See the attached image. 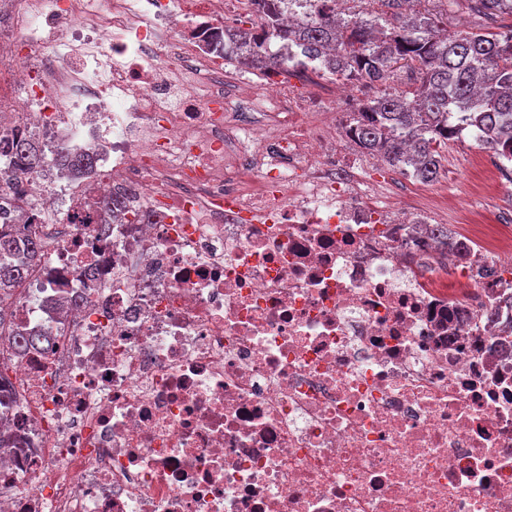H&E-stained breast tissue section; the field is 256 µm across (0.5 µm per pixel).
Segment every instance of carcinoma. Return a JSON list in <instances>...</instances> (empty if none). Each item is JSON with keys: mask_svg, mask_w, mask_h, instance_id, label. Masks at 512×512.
Instances as JSON below:
<instances>
[{"mask_svg": "<svg viewBox=\"0 0 512 512\" xmlns=\"http://www.w3.org/2000/svg\"><path fill=\"white\" fill-rule=\"evenodd\" d=\"M291 0H248L257 22L249 29L224 27L237 53L224 62L239 69L288 76L300 62L274 52L271 44L293 42L305 57L321 58L320 75L347 81L385 84L405 73L404 88L367 101L349 129L358 149L380 156L389 166L411 169L423 183L435 181L448 141L455 138L453 120L474 128L481 143L512 158V28L482 25L450 33L441 16L428 9L402 12L406 0H366L367 7L344 19L336 0H297L304 12L284 20ZM491 20L512 16V0H467ZM0 180L34 177L49 160L24 137L0 139ZM56 163L81 168L88 155L73 157L63 144ZM18 249L11 224L0 223V303L12 297L31 273L30 262H8ZM48 342L47 336L16 333L12 351L21 356Z\"/></svg>", "mask_w": 512, "mask_h": 512, "instance_id": "carcinoma-1", "label": "carcinoma"}]
</instances>
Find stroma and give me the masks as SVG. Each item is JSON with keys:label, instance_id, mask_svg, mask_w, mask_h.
I'll list each match as a JSON object with an SVG mask.
<instances>
[{"label": "stroma", "instance_id": "1", "mask_svg": "<svg viewBox=\"0 0 512 512\" xmlns=\"http://www.w3.org/2000/svg\"><path fill=\"white\" fill-rule=\"evenodd\" d=\"M495 163L492 153H475L471 140L453 139L434 182L417 181L386 165L378 174L385 195L391 199L447 209L448 230L458 235L475 224L495 223L500 212L512 210V185L496 181Z\"/></svg>", "mask_w": 512, "mask_h": 512}]
</instances>
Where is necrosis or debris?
I'll return each mask as SVG.
<instances>
[{
  "mask_svg": "<svg viewBox=\"0 0 512 512\" xmlns=\"http://www.w3.org/2000/svg\"><path fill=\"white\" fill-rule=\"evenodd\" d=\"M224 8L10 2L0 136L94 163L0 184L51 337L0 346V512H512V244L377 199L350 87L225 94Z\"/></svg>",
  "mask_w": 512,
  "mask_h": 512,
  "instance_id": "necrosis-or-debris-1",
  "label": "necrosis or debris"
}]
</instances>
